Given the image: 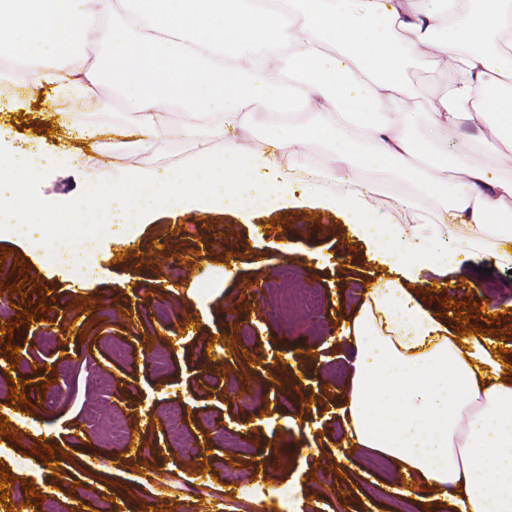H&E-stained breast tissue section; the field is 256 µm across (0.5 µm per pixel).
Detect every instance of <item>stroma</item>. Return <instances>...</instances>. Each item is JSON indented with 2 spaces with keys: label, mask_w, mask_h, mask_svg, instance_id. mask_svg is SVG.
<instances>
[{
  "label": "stroma",
  "mask_w": 512,
  "mask_h": 512,
  "mask_svg": "<svg viewBox=\"0 0 512 512\" xmlns=\"http://www.w3.org/2000/svg\"><path fill=\"white\" fill-rule=\"evenodd\" d=\"M59 112L81 115L103 136L74 139L57 123ZM123 120L119 107L63 103L44 89L0 97V142L71 155L31 185L45 207L63 213L98 171L139 161L130 147L110 153V130ZM349 222L298 186L284 205L253 214L157 212L128 247L114 245L111 227L99 224L100 267L90 288L72 265L45 269L22 243L0 239V296L9 297L12 315L30 314L11 342L0 340V364L8 366L0 372V417L16 424L0 435V474L14 473L29 453V487L55 499L59 512H107L100 500H75L79 485L103 490L123 512H256L283 486L292 492L288 512H421L393 493L390 459L340 451L353 351L327 332L350 320L387 275L352 241ZM162 248L179 254L180 276L158 264ZM18 262L25 272L15 270ZM428 278L441 317L463 318L512 351V261L468 259L448 278ZM49 332L60 339L52 351ZM150 336L168 344L160 372L137 364L140 340ZM49 381L60 392L46 389ZM16 386L25 403H13ZM178 401L186 405L184 435L200 440L193 460L171 447L164 427ZM92 405L125 418L138 454L122 455L107 424L87 422ZM202 415L222 420L223 438L199 431ZM44 443L54 453L43 461L36 450Z\"/></svg>",
  "instance_id": "stroma-1"
}]
</instances>
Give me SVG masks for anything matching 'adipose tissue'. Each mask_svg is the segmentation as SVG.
Returning <instances> with one entry per match:
<instances>
[{
    "mask_svg": "<svg viewBox=\"0 0 512 512\" xmlns=\"http://www.w3.org/2000/svg\"><path fill=\"white\" fill-rule=\"evenodd\" d=\"M87 35L107 50L92 65L80 49ZM0 56L32 86L119 103L125 138L147 154L113 174L107 204L74 203V240L88 218L115 225L113 243L128 245L163 206L264 209L297 179L344 207L389 273L344 329L354 350L341 408L350 443L395 463L398 495L512 512L504 357L484 337L459 335L414 290L512 238V0H0ZM413 59L439 74L428 98L405 79ZM462 125L492 133L481 163L477 140H448ZM251 130L264 132V152L240 146ZM174 134L196 150L170 166L153 150ZM312 136L315 160L305 149ZM356 168L413 184L394 198L403 223H372L378 185L352 182ZM39 173L10 160L0 235L42 224L27 193ZM42 226L35 245L47 257L56 230Z\"/></svg>",
    "mask_w": 512,
    "mask_h": 512,
    "instance_id": "obj_1",
    "label": "adipose tissue"
}]
</instances>
